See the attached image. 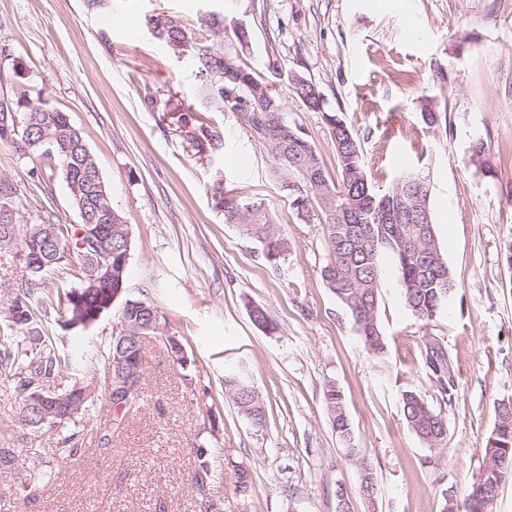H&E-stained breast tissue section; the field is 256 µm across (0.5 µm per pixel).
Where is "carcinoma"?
I'll return each instance as SVG.
<instances>
[{
  "mask_svg": "<svg viewBox=\"0 0 512 512\" xmlns=\"http://www.w3.org/2000/svg\"><path fill=\"white\" fill-rule=\"evenodd\" d=\"M146 24L156 26V36L173 55L191 63L204 77L197 108H188L200 131L192 137L197 152L205 153L221 142V133L203 121V113L213 111L242 114L253 136L271 146L276 174L293 197L298 215H313L324 225L331 262L322 271L323 279L350 313L368 353L375 355L384 349L378 319L384 264H389L400 297L415 318L428 324L443 312L448 304V287H456V282L432 224L428 205L430 172L404 171L388 190L375 188L364 169L362 147L344 119L325 108L322 95L311 81L295 74L289 81L292 95L309 111L322 114L333 141L337 174L331 177L307 135L288 125L283 98L259 80L239 55L224 52L223 17L210 15L198 35L172 18L160 24L151 16ZM420 116L430 128L440 126L445 118L429 103L421 104ZM45 135L61 141L63 148L58 154L40 152L37 143ZM0 143L36 152L47 165L61 166L71 199L79 197L84 201L89 218H96L102 209L112 205L110 197L98 189L103 180L98 177L97 161L85 150L86 143L68 114L32 99L21 84L13 94L0 98ZM223 208L225 223L239 225L245 235L255 239L268 261L276 262L288 251L287 240L262 206L226 199ZM65 228L71 258L61 261L49 234H39L33 226L19 231L13 223V211L0 207V245L17 246L16 257L28 273L9 305L8 319L0 324V385L21 401L20 414L32 428L55 427L87 414L95 404L93 397L82 403L79 412L69 411L77 386L73 377L100 363L111 365L118 353L115 346L103 348L89 336L69 350L49 339L34 344L27 336L28 325L38 317L45 299L52 296L46 291L45 276L62 277L52 297L59 310L69 316L73 315L74 301L92 313L107 299L106 289L128 284V267L114 263L112 282L91 287L85 260L91 243L86 238L85 225L67 224ZM122 318L136 330L148 324L154 327L159 320L148 310L130 314L124 309ZM250 318L264 331L276 330L263 307H253ZM426 362L441 392L447 393L449 367L444 352L433 346L427 348ZM33 383L54 389L57 401L53 415L45 417L35 407L26 406L28 387ZM140 384V377L136 376L126 391L108 392L109 421L124 419L140 408ZM224 385L226 395L252 425L263 426V399L247 380L233 375L225 378ZM401 401L403 417L415 434L431 449L445 448L446 422L440 414L414 391L404 392ZM324 402L333 431L347 447V459L360 467L362 476L374 478L370 461L352 441L343 397L336 386L325 387ZM196 454L201 463L194 473V484L208 485L224 479L220 462L223 449L201 446ZM482 454V470L461 504L462 512H494L502 478L512 472L511 402L499 404L498 420ZM52 477V472L34 468L26 475L24 489L33 493ZM235 483L239 493L247 494L253 484L250 469L238 467Z\"/></svg>",
  "mask_w": 512,
  "mask_h": 512,
  "instance_id": "cac0c4a2",
  "label": "carcinoma"
}]
</instances>
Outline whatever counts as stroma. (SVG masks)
<instances>
[{
	"instance_id": "stroma-1",
	"label": "stroma",
	"mask_w": 512,
	"mask_h": 512,
	"mask_svg": "<svg viewBox=\"0 0 512 512\" xmlns=\"http://www.w3.org/2000/svg\"><path fill=\"white\" fill-rule=\"evenodd\" d=\"M224 17L225 50L283 98L284 116L301 128L328 170L336 153L320 113L294 98L289 80H311L363 148L367 175L380 188L403 168L429 165V207L457 284L447 311L430 324L404 307L392 278L382 286L381 355L369 354L353 320L322 278L329 263L324 229L297 215L271 174L270 146L231 112H210L222 134L195 153L168 112L196 103L202 78L144 25L167 15L198 31L209 13ZM111 28H102V16ZM250 33L247 45L234 36ZM278 67H270V60ZM20 72L32 98L67 112L95 156L114 206L130 226L128 297L156 307L159 338L142 354L141 409L99 441L107 413L98 407L77 426L81 452L61 460L55 429L33 431L0 391V448L17 463L0 470V512H337L344 485L350 512H444L462 500L483 467L481 453L501 401L512 400V0H0V94ZM447 115L427 127L419 103ZM496 166L485 175L476 142ZM0 180L14 191L19 227L76 224L60 168L0 143ZM263 204L288 240L278 262L221 203ZM261 305L276 324L267 333L249 317ZM121 304L87 327L47 309L37 334L65 345L91 336L108 344ZM178 337L187 364L168 357L162 336ZM436 342L451 364L454 388L440 393L425 345ZM245 367L265 404L255 427L224 394V376ZM345 400L352 434L371 462L379 492H358L324 404L326 385ZM416 391L447 422V446L432 450L407 425L404 391ZM224 451V479L198 494L191 476L198 445ZM249 467L248 495L235 489L234 464ZM56 477L25 497L32 467Z\"/></svg>"
}]
</instances>
